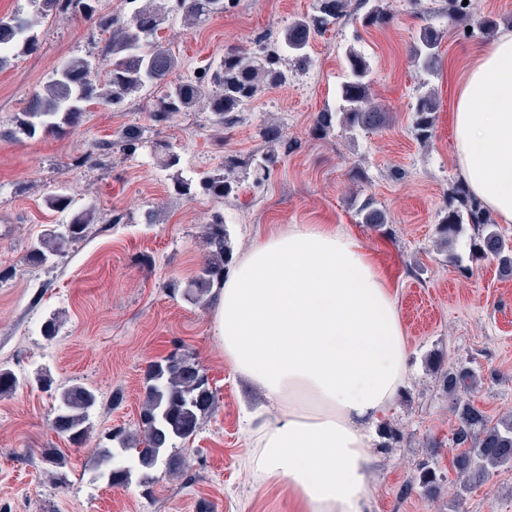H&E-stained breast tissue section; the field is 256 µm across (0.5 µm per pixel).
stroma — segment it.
<instances>
[{"mask_svg":"<svg viewBox=\"0 0 512 512\" xmlns=\"http://www.w3.org/2000/svg\"><path fill=\"white\" fill-rule=\"evenodd\" d=\"M386 3L394 15L389 26H364L357 10L312 43L309 66L285 60L287 83L259 93L232 131L202 110L155 124L150 112L165 87L153 83L120 108L91 106L63 133L0 138V270L13 271L0 281V366L27 379L44 368L53 381L44 389L28 380L0 395V512H292L285 483L257 486L242 465L246 414L261 409L271 419L277 409L225 362L213 333L218 292L195 302L180 291L203 260L204 225L216 211L235 256L273 229L331 224L358 238L388 278L411 377L383 415L402 441L380 433L370 450L368 512H512V467L462 497L449 488L453 420L441 382L442 367H470L475 404L495 418L512 413V278L495 260L472 262L468 234L444 243L436 233L460 183L451 75L469 65L484 38L450 29L445 0H421L417 14L408 0ZM312 7L313 0H235L200 24L171 16L159 36L179 60L176 78L186 79L227 50L252 48L262 37L276 41ZM426 23L445 36L437 70L425 80L409 47ZM106 39L84 18L46 19L36 48L0 70V131L14 127L27 98L63 61L98 59ZM350 47L369 59L373 95L391 120L377 131L339 127L317 135L316 113L339 104ZM424 80L440 109L423 144L411 134V107ZM133 125L145 143L129 154L114 142ZM270 125L282 133L273 146L263 137ZM271 147L279 162L268 180L255 182L250 161ZM168 151L178 155L177 166L163 165ZM228 152L241 160L236 196L217 201L175 192L176 179L220 172ZM55 192L70 198L69 211L47 206ZM368 196L387 214L381 229L356 216ZM88 207L96 220L83 240L55 262L29 261L31 242L48 226ZM151 210L156 221L149 224ZM52 317L58 331L49 338L43 328ZM174 351L207 373L217 407L188 444L166 449L152 486L110 485L96 451L112 429L136 428L147 369ZM74 383L98 397L78 448L51 425L55 388ZM49 448L66 458L64 481L53 480L43 461ZM174 455L185 458V471L168 472L165 460Z\"/></svg>","mask_w":512,"mask_h":512,"instance_id":"1","label":"stroma"}]
</instances>
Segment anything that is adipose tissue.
<instances>
[{"mask_svg":"<svg viewBox=\"0 0 512 512\" xmlns=\"http://www.w3.org/2000/svg\"><path fill=\"white\" fill-rule=\"evenodd\" d=\"M455 168L512 223V33L478 48L456 81ZM224 360L278 406L246 466L286 482L296 512H366L375 423L405 385L396 297L359 239L326 224L267 235L226 274L214 316Z\"/></svg>","mask_w":512,"mask_h":512,"instance_id":"obj_1","label":"adipose tissue"}]
</instances>
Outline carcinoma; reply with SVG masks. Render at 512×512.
<instances>
[{"mask_svg":"<svg viewBox=\"0 0 512 512\" xmlns=\"http://www.w3.org/2000/svg\"><path fill=\"white\" fill-rule=\"evenodd\" d=\"M234 0H178V10L172 9V0H123L124 9L102 13L96 0H30L32 11L0 19V69L10 59L33 49L38 41V28L45 19L63 15H81L94 21L96 27L109 33L94 62L84 57H73L55 70L53 77L41 89L29 96L15 127L0 136L17 139L23 135L33 138L39 133H58L66 127L78 125L88 107L102 104L117 108L138 94L149 83H161L179 66L178 58L160 41L168 16L177 12L190 20L204 22L221 14ZM351 0H314L312 13L298 18L286 27L274 45L259 51L233 49L224 53L217 64L186 80L167 83L161 102L150 113L151 120L160 125L176 112L201 108L212 113L217 126L233 130L240 122V112L265 88H277L288 82V71L283 68L282 56L288 54L299 67L310 62L309 48L316 37L328 31L348 15ZM366 8L361 22L372 27L388 25L392 16L385 0H360ZM448 23L457 32L466 34L476 29L484 36L493 35L499 26L491 15L474 12L472 3L447 0ZM443 35L436 28L422 26L411 45V58L418 72L432 75L440 58ZM347 76L338 88V109L317 113L314 132L327 136L339 125L347 130H374L384 127L389 114L373 97L371 65L354 49L345 53ZM412 105L411 134L426 143L432 137L439 100L427 82ZM119 142L128 153L136 152L143 143L142 129L128 126L121 130ZM278 161V154L269 150L252 158L255 173L264 176ZM240 161L233 154L224 155V171L207 175L193 183L176 179L180 195L203 194L224 200L238 191L234 173ZM359 223L372 228L387 222L385 212L371 198L357 208ZM93 221V212L79 211L64 224H56L47 233L34 240L29 259L44 265L66 251L67 246L82 240ZM471 226V258L478 261L493 257L502 270L512 273V241L499 231L491 213L472 198L462 186L456 190L455 202L446 206L437 224V233L444 242L456 238L463 225ZM204 259L195 276L189 280L184 295L201 301L214 287L224 283L225 272L234 259L224 215L212 214L205 225ZM21 384V379L9 368L0 367V395L9 394ZM443 384L448 392L449 411L455 417L453 444L457 448L452 467L460 478L456 496L473 486L487 481L493 470L512 464V415L493 419L483 408L468 398L474 385L470 370L451 367L443 373ZM97 403L96 394L81 384L59 388L51 425L65 435L75 446L84 443L88 433L90 412ZM217 403V392L198 364L181 354L172 352L149 365L145 394L140 412L139 428L128 432L119 428L110 434V440L125 452H131L141 470V483H153L151 470L156 466L161 451L178 442L187 444L198 432L203 417L211 413ZM100 462L108 466L112 479L127 485L131 468L115 467L113 452L99 450Z\"/></svg>","mask_w":512,"mask_h":512,"instance_id":"carcinoma-1","label":"carcinoma"}]
</instances>
